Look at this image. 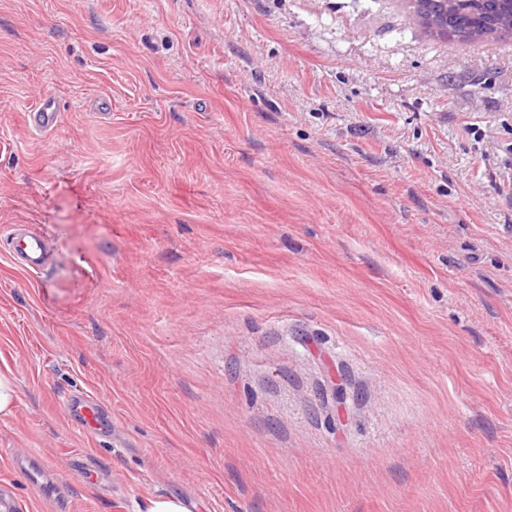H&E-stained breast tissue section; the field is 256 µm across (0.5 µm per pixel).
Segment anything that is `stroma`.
Listing matches in <instances>:
<instances>
[{
  "mask_svg": "<svg viewBox=\"0 0 512 512\" xmlns=\"http://www.w3.org/2000/svg\"><path fill=\"white\" fill-rule=\"evenodd\" d=\"M410 11L0 0V228L50 254L0 255V495L512 512V36ZM81 392L102 438L60 409ZM443 7L438 12L429 11L425 0H411L414 4L411 20L443 37L448 43L467 38V33L450 28L449 20L455 14L459 0H440ZM60 119L54 102L50 98L42 99L30 112H28L29 126L37 131L49 132L53 130ZM7 238L9 258L22 270L37 276L47 263L48 251L42 235L29 226L17 224Z\"/></svg>",
  "mask_w": 512,
  "mask_h": 512,
  "instance_id": "obj_1",
  "label": "stroma"
}]
</instances>
